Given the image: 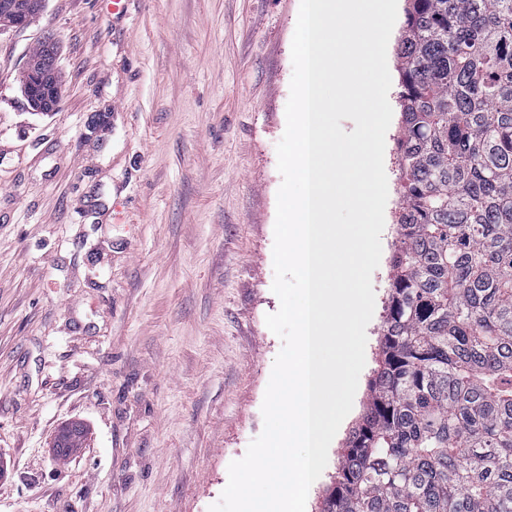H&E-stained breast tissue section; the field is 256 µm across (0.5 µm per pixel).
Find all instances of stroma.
<instances>
[{
    "label": "stroma",
    "mask_w": 512,
    "mask_h": 512,
    "mask_svg": "<svg viewBox=\"0 0 512 512\" xmlns=\"http://www.w3.org/2000/svg\"><path fill=\"white\" fill-rule=\"evenodd\" d=\"M110 5L45 0L0 28V512H208L263 429L282 348L265 317L300 0ZM48 36L63 96L42 114L21 76ZM397 130L366 365L306 512L375 366ZM72 421L88 438L64 459Z\"/></svg>",
    "instance_id": "obj_1"
}]
</instances>
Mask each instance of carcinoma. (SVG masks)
Wrapping results in <instances>:
<instances>
[{
    "label": "carcinoma",
    "mask_w": 512,
    "mask_h": 512,
    "mask_svg": "<svg viewBox=\"0 0 512 512\" xmlns=\"http://www.w3.org/2000/svg\"><path fill=\"white\" fill-rule=\"evenodd\" d=\"M406 5L386 314L320 512H512V0Z\"/></svg>",
    "instance_id": "obj_1"
}]
</instances>
